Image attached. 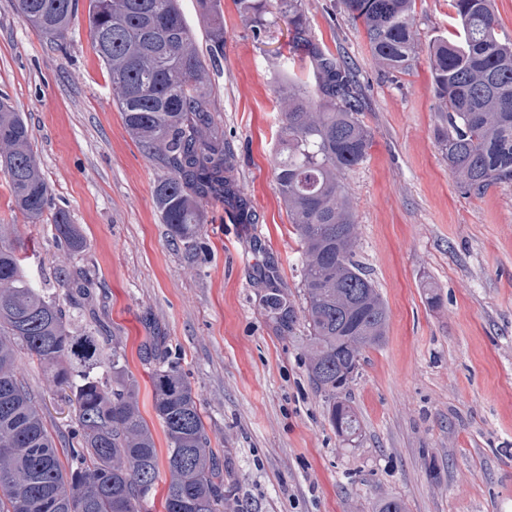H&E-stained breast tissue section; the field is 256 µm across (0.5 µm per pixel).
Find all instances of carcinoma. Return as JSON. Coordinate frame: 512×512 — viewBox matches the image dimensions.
I'll return each mask as SVG.
<instances>
[{
	"label": "carcinoma",
	"mask_w": 512,
	"mask_h": 512,
	"mask_svg": "<svg viewBox=\"0 0 512 512\" xmlns=\"http://www.w3.org/2000/svg\"><path fill=\"white\" fill-rule=\"evenodd\" d=\"M252 26L273 36L288 20V52L312 66L315 83L282 80L274 160L278 193L301 249L302 313L307 371L323 394L339 436L360 434L343 393L359 374L364 352L381 346L388 309L357 259L358 225L341 175L361 165L371 134L359 119L361 89L346 62L316 43L301 0H238ZM361 23L370 51L388 72H406L419 58L416 0H341ZM453 41L429 46L440 104L437 140L465 193L512 182V43L501 42L494 0H452ZM79 0H16L19 17L55 46L66 43ZM92 46L109 70L123 123L166 168L155 204L171 238L194 246L207 198L234 183L224 131L212 115L208 62L224 52L214 22L208 55L196 47L179 0H88ZM23 113L0 98V171L12 202L32 224L52 197L32 151ZM57 246L72 256L85 247L67 211L52 225ZM19 247L0 244V512H148L159 478L157 449L139 405V385L120 344L100 331L73 330L70 309L22 266ZM62 287L80 296L92 281L62 267ZM265 306L282 326L295 305L279 289ZM24 350L74 405L63 464L38 399L17 364ZM153 409L168 441L165 512H226L224 470L209 447L203 406L183 370L155 356Z\"/></svg>",
	"instance_id": "cac0c4a2"
}]
</instances>
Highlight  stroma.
<instances>
[{
    "instance_id": "35a3bbf8",
    "label": "stroma",
    "mask_w": 512,
    "mask_h": 512,
    "mask_svg": "<svg viewBox=\"0 0 512 512\" xmlns=\"http://www.w3.org/2000/svg\"><path fill=\"white\" fill-rule=\"evenodd\" d=\"M312 38L345 61L362 90L372 135L366 161L345 172L358 224V258L389 313L386 338L367 350L349 399L356 442L330 426L308 376L302 324L280 326L263 298L300 299L301 256L276 186L278 81H308L288 57L289 34H256L236 0H220L224 53L210 67L215 115L231 147L237 194L209 200L197 249L171 239L155 206L161 162L126 130L112 81L79 12L66 49L0 0V98L26 116L54 208L86 240L64 258L51 215L32 224L0 173V239L24 247L29 274L67 301L56 267L96 286L77 328L101 326L125 348L159 453L168 448L152 408L144 345L178 363L204 406L224 469L228 512H512V184L465 194L436 138L439 102L427 53L388 74L340 0H302ZM451 0H416L423 48L453 32ZM46 423L68 447L72 407L37 364L22 361Z\"/></svg>"
}]
</instances>
